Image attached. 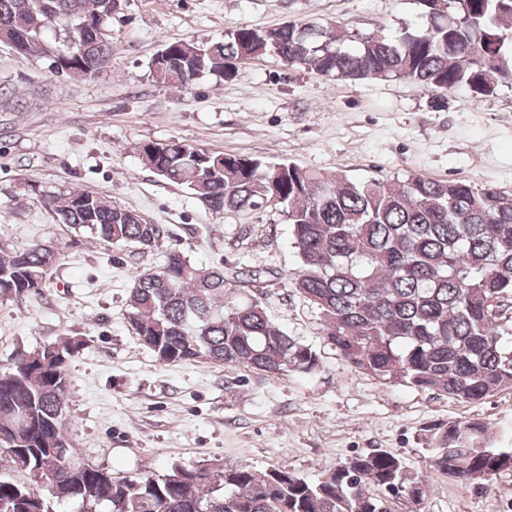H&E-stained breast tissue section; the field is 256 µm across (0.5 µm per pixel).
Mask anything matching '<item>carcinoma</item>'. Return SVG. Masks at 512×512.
<instances>
[{
	"instance_id": "obj_1",
	"label": "carcinoma",
	"mask_w": 512,
	"mask_h": 512,
	"mask_svg": "<svg viewBox=\"0 0 512 512\" xmlns=\"http://www.w3.org/2000/svg\"><path fill=\"white\" fill-rule=\"evenodd\" d=\"M74 16H50L40 0H0V27L27 37L26 55L54 49L49 30L65 33L97 19L103 0H70ZM425 30L368 35L345 46L339 28L313 21L260 30L236 25L224 40L168 42L165 81L180 87L207 74L229 78L246 56H274L337 81L405 80L437 93L477 96L512 85V0H414ZM67 52L52 77H92L112 57V36ZM146 167L199 196L215 213L281 206L300 269L295 291L320 315L327 343L351 369L477 403L512 390V194L467 181L423 175L352 181L295 163L200 150L177 140L140 146ZM56 222L117 245H141L165 230L135 211L83 189L41 195ZM58 246L33 243L0 251V297L46 283ZM224 267L198 269L183 253L138 274L128 296V325L162 362H203L261 372L314 376L319 354L288 335L256 299L232 300ZM81 341L68 337L19 351L0 369V414L26 420L3 446L15 471L46 484L48 494L0 474V512H54L71 500L79 512H390L388 501L416 506L423 480L404 459L375 449L310 480L286 468L175 464L155 477H119L93 466L67 473L77 454L63 435L68 366ZM434 469L467 487L494 476L512 448L492 445L486 423L460 417L421 433Z\"/></svg>"
}]
</instances>
